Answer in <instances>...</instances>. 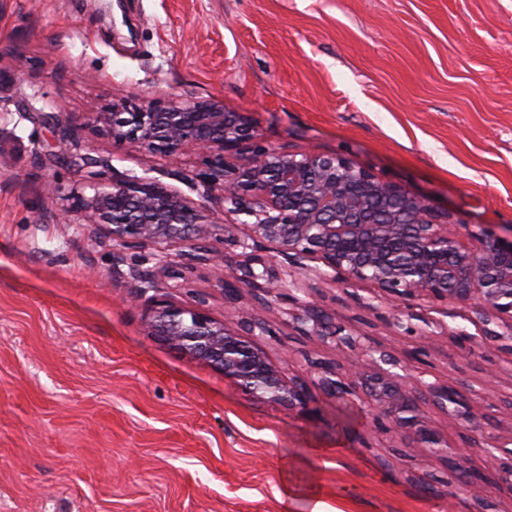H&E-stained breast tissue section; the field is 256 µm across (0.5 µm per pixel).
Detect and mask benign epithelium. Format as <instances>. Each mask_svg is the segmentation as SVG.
<instances>
[{
	"label": "benign epithelium",
	"mask_w": 512,
	"mask_h": 512,
	"mask_svg": "<svg viewBox=\"0 0 512 512\" xmlns=\"http://www.w3.org/2000/svg\"><path fill=\"white\" fill-rule=\"evenodd\" d=\"M87 124L73 115H58L54 125L60 143L72 144L67 162L83 168L93 159L80 152ZM93 133L118 148H138L161 158L186 151L201 156L202 167L172 173L176 179L202 187L194 202L158 180L112 173L106 188L88 199L74 198L73 211L83 223L112 242V272L129 267L137 299L179 284L157 278L185 279L195 265L209 263L228 270L222 277L224 302L235 305L243 292L252 294L253 308H240V331L207 314L202 303L184 304L166 292L146 303L152 330L184 353L224 371L246 392L311 414L316 395L366 405L373 434L400 431L417 447L446 458L462 474L448 490V499L464 491L483 502L490 484L512 489V429L482 436L476 446L451 445L434 430L424 406L433 405L448 420L470 428L485 412L459 388L429 383L423 373L392 352L372 345L370 337L313 300L297 296L317 293L324 284L369 282L373 299L358 307L376 314L388 301L405 306L414 301L459 302L477 315L476 333H453L464 351L494 346L512 353V239L484 228L450 224L431 202L402 186L384 181L337 154H292L266 145L250 116L228 112L215 100L153 99L132 112L112 104L95 113ZM217 211L245 215L241 224H218ZM247 233L239 235L240 226ZM161 243L182 246L178 260L151 254L146 247ZM240 252L230 256L221 245ZM274 246L277 256L261 253ZM302 271L305 280H288L277 257ZM316 259L323 268L310 269ZM154 261V268L145 267ZM277 307L283 321L304 336H314L346 355L345 362L310 360L313 377H285L259 347L272 335L261 311ZM399 312L387 320L397 336L427 343L432 333ZM483 469L470 466L472 453Z\"/></svg>",
	"instance_id": "obj_1"
}]
</instances>
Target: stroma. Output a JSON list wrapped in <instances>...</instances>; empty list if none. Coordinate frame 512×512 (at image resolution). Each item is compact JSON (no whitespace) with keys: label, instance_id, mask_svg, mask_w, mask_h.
<instances>
[{"label":"stroma","instance_id":"35a3bbf8","mask_svg":"<svg viewBox=\"0 0 512 512\" xmlns=\"http://www.w3.org/2000/svg\"><path fill=\"white\" fill-rule=\"evenodd\" d=\"M25 56L13 71L11 52ZM0 512H512V492L449 502L458 474L409 438L370 435L367 414L318 397L316 418L248 394L220 369L154 335L112 274V249L71 218L93 168L66 164L52 113L92 120L180 96L249 113L291 153H336L427 197L449 221L512 236V0H0ZM83 146L114 172L157 179L200 168ZM371 284L324 288L340 320ZM178 295L238 329L212 266ZM269 361L306 376L339 353L269 313ZM493 349L433 337L427 381L495 404L512 425V381Z\"/></svg>","mask_w":512,"mask_h":512}]
</instances>
